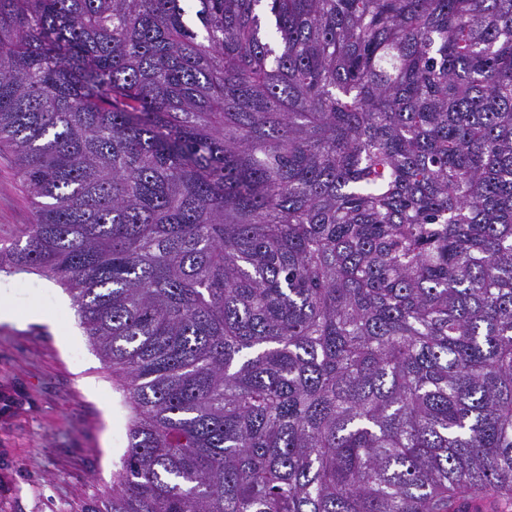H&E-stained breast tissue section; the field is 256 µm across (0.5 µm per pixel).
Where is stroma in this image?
<instances>
[{
    "mask_svg": "<svg viewBox=\"0 0 512 512\" xmlns=\"http://www.w3.org/2000/svg\"><path fill=\"white\" fill-rule=\"evenodd\" d=\"M34 211L0 151V236ZM0 512H70L112 485L127 411L112 372L79 326L68 292L33 273L0 271Z\"/></svg>",
    "mask_w": 512,
    "mask_h": 512,
    "instance_id": "35a3bbf8",
    "label": "stroma"
}]
</instances>
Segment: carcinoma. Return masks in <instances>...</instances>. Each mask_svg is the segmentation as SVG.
Listing matches in <instances>:
<instances>
[{
	"label": "carcinoma",
	"mask_w": 512,
	"mask_h": 512,
	"mask_svg": "<svg viewBox=\"0 0 512 512\" xmlns=\"http://www.w3.org/2000/svg\"><path fill=\"white\" fill-rule=\"evenodd\" d=\"M0 150L129 409L76 512L512 508V0H0Z\"/></svg>",
	"instance_id": "1"
}]
</instances>
